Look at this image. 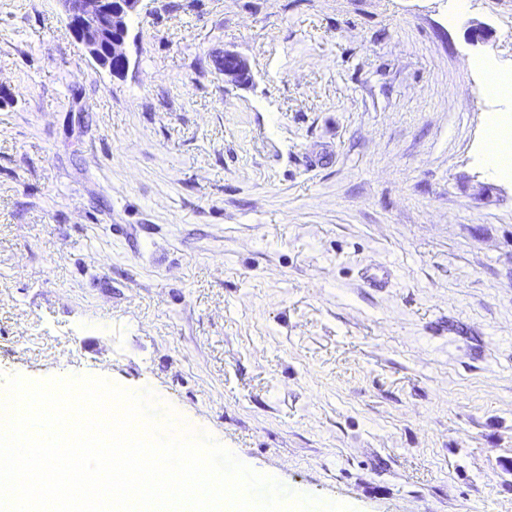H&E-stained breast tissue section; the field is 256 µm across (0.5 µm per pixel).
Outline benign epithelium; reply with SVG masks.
I'll return each mask as SVG.
<instances>
[{
	"mask_svg": "<svg viewBox=\"0 0 512 512\" xmlns=\"http://www.w3.org/2000/svg\"><path fill=\"white\" fill-rule=\"evenodd\" d=\"M141 0H62L66 22L76 42L93 61L114 75L129 66L126 52L128 20ZM224 80L239 83L248 78L247 64L233 54L224 55Z\"/></svg>",
	"mask_w": 512,
	"mask_h": 512,
	"instance_id": "benign-epithelium-1",
	"label": "benign epithelium"
}]
</instances>
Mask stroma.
I'll use <instances>...</instances> for the list:
<instances>
[{"label": "stroma", "mask_w": 512, "mask_h": 512, "mask_svg": "<svg viewBox=\"0 0 512 512\" xmlns=\"http://www.w3.org/2000/svg\"><path fill=\"white\" fill-rule=\"evenodd\" d=\"M468 4L143 0L115 77L60 0H0V374L151 390L357 512H512V176L475 65L512 72V0ZM510 140V135L508 136ZM504 138L499 130L491 127L487 134L486 147L488 148V157L491 161V156L495 155L499 159L496 163H491L494 166L500 167L504 165H511L512 162V142Z\"/></svg>", "instance_id": "1"}]
</instances>
